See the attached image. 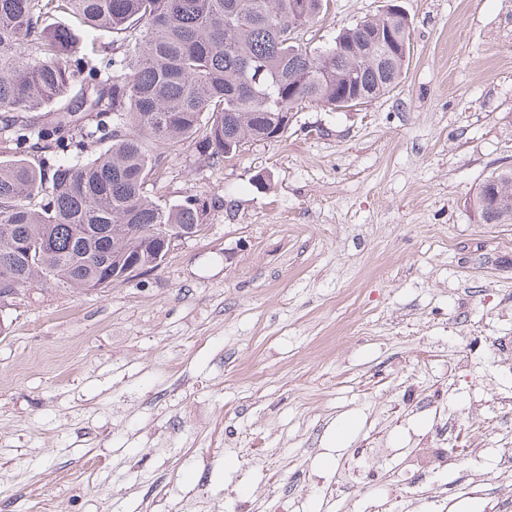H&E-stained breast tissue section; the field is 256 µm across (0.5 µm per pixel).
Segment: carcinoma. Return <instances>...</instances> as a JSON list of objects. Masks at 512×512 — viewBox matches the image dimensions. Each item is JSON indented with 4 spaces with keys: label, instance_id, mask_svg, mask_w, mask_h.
Returning <instances> with one entry per match:
<instances>
[{
    "label": "carcinoma",
    "instance_id": "obj_1",
    "mask_svg": "<svg viewBox=\"0 0 512 512\" xmlns=\"http://www.w3.org/2000/svg\"><path fill=\"white\" fill-rule=\"evenodd\" d=\"M307 5L295 18V5ZM329 0H0V283L18 294L62 285L83 294L113 283L112 268L153 263L159 224L201 223L195 198L162 205L147 186L163 158L187 145L216 165L273 133L269 120L312 103L375 99L397 87L410 56L381 63V17L311 47L290 27L314 23ZM63 14L89 33L112 34L114 76L70 60ZM110 115L109 148L84 157L85 120ZM38 150L52 162L34 164ZM473 206L512 224V170L482 183Z\"/></svg>",
    "mask_w": 512,
    "mask_h": 512
}]
</instances>
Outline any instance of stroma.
<instances>
[{"label": "stroma", "mask_w": 512, "mask_h": 512, "mask_svg": "<svg viewBox=\"0 0 512 512\" xmlns=\"http://www.w3.org/2000/svg\"><path fill=\"white\" fill-rule=\"evenodd\" d=\"M386 3L331 0L307 37ZM399 4L389 94L306 105L224 163L162 161L159 197L206 209L157 270L0 306V512H381L473 407L472 455L407 512H466V476L512 496V370L490 364L512 341V224L470 203L512 169V0Z\"/></svg>", "instance_id": "1"}]
</instances>
